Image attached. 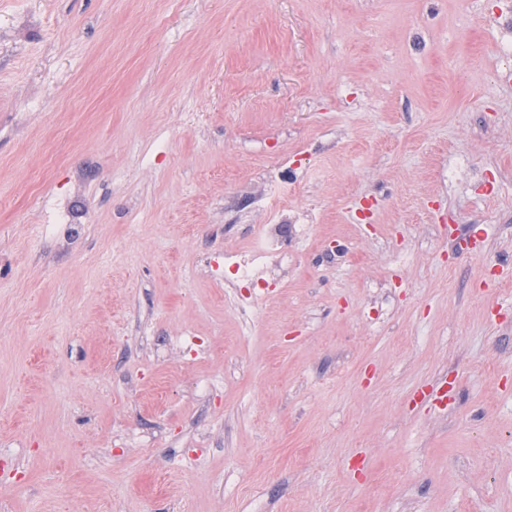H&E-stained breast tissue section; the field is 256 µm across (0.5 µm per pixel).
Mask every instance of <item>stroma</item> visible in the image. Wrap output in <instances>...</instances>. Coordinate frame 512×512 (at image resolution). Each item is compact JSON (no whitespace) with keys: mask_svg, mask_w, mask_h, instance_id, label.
<instances>
[{"mask_svg":"<svg viewBox=\"0 0 512 512\" xmlns=\"http://www.w3.org/2000/svg\"><path fill=\"white\" fill-rule=\"evenodd\" d=\"M505 258L512 0H0V512H512ZM285 197L288 189H275L265 197L250 200L248 205L263 216L266 224H258V237L253 244L224 256V265L226 261L234 269V279L230 281L233 295L229 299L246 325L253 321L255 301L262 292L243 293V288H266L272 284L269 277L280 262L278 247L288 243Z\"/></svg>","mask_w":512,"mask_h":512,"instance_id":"35a3bbf8","label":"stroma"}]
</instances>
